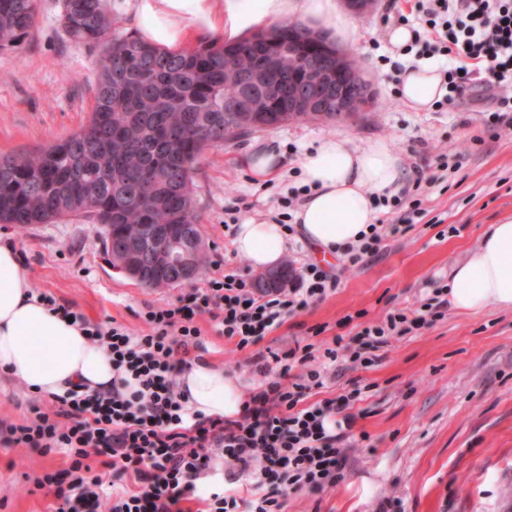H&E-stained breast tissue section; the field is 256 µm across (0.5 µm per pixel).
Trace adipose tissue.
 Returning a JSON list of instances; mask_svg holds the SVG:
<instances>
[{
	"label": "adipose tissue",
	"instance_id": "ef3b65f1",
	"mask_svg": "<svg viewBox=\"0 0 512 512\" xmlns=\"http://www.w3.org/2000/svg\"><path fill=\"white\" fill-rule=\"evenodd\" d=\"M142 40L180 52L200 36L237 43L269 22L292 18L323 27L344 43L355 44L357 26L336 0H120ZM445 93L437 67L417 63L401 76L399 96L415 112L429 111ZM300 182L308 191L294 213L302 238L316 250L357 242L377 214L372 197L397 192L405 173L386 141L364 148L328 137L298 160ZM234 246L253 268L278 266L288 248L286 230L269 219L245 218ZM451 307L477 312L488 305L512 308V220L490 225L479 245L455 264L448 282ZM0 370L24 380L31 391L62 394L73 384L98 390L112 385V359L74 325L56 316L32 295L18 253L0 245ZM194 410L234 417L243 408L235 379L223 368L198 363L179 376Z\"/></svg>",
	"mask_w": 512,
	"mask_h": 512
}]
</instances>
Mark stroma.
Segmentation results:
<instances>
[{"instance_id": "35a3bbf8", "label": "stroma", "mask_w": 512, "mask_h": 512, "mask_svg": "<svg viewBox=\"0 0 512 512\" xmlns=\"http://www.w3.org/2000/svg\"><path fill=\"white\" fill-rule=\"evenodd\" d=\"M414 0H377L357 17L359 40L352 52L371 79L376 105L356 121L290 123L208 149L194 166V206L207 251L206 276L235 273L255 280L257 271L233 247L234 219H269L282 211L281 198L295 186L301 153L336 137L361 148L387 141L406 174L440 153H463L447 180L422 185V210L404 235L387 238L364 266L342 269L320 260L309 244L289 243L285 265L299 270L320 263L340 273L339 288L307 311L288 317L259 350H288L296 343H331L339 323H378L397 309L448 282L452 266L475 248L485 228L512 219V133L487 130L483 116L491 93L476 86L448 112H412L401 102L383 58L399 14ZM62 0H38L35 23L19 51H0V155L33 154L80 130L94 105L97 55L68 40L60 23ZM279 142L288 165L260 182L245 160L253 143ZM0 244L26 254L32 291L75 303L92 322H116L131 333L148 328L145 305L182 295L179 287L151 289L109 263L98 227L84 216L18 230L0 224ZM198 325L207 361L249 390L257 376L250 352L237 350L209 318ZM364 385L350 431L354 446L345 476L316 494H289L288 512H376L386 497L402 499L405 512H512V310L488 305L474 313L448 310L429 328L394 336L370 368L339 357L323 396L352 382ZM41 395L0 373V420L20 424ZM62 454L0 447V512H54L55 499L27 474L47 465L60 470Z\"/></svg>"}]
</instances>
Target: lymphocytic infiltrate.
<instances>
[{"instance_id": "obj_1", "label": "lymphocytic infiltrate", "mask_w": 512, "mask_h": 512, "mask_svg": "<svg viewBox=\"0 0 512 512\" xmlns=\"http://www.w3.org/2000/svg\"><path fill=\"white\" fill-rule=\"evenodd\" d=\"M414 7L428 28L414 35L407 52L455 62L442 71L448 87L443 105L463 99L479 81L493 92L490 120L512 127V0H415ZM375 206L382 219L340 251L347 266L364 264L384 239L408 231L421 202L405 188L376 197ZM339 284L313 262L302 265L295 287L268 293L236 274L212 276L176 301L146 306L141 317L149 331L140 336L122 325L90 322L74 304L40 293L49 311L79 325L110 355L112 387L53 395L50 411L32 406L26 422L0 427V446L68 458L66 468L43 469L34 479L53 493L56 512H191L194 502L204 503L205 512H287L289 492L336 486L352 448L336 423L355 421L361 387L307 400L324 388L328 364L347 349L344 335L320 353L308 343L257 356L260 379L236 417L191 410L177 378L205 350L197 316L209 315L219 335L242 351ZM447 309L443 286L417 315L391 312L364 326L353 340L366 352L362 365L376 363V350L390 337L433 326ZM94 454L105 457L111 481L90 465ZM243 479L249 485L244 493L236 488Z\"/></svg>"}]
</instances>
